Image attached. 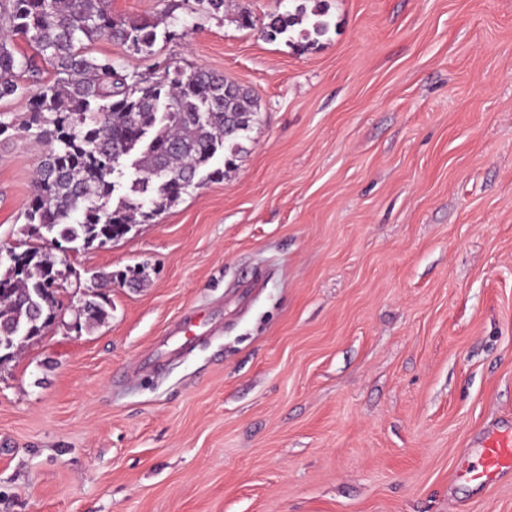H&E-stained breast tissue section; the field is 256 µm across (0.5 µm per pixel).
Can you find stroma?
<instances>
[{
	"label": "stroma",
	"instance_id": "1",
	"mask_svg": "<svg viewBox=\"0 0 512 512\" xmlns=\"http://www.w3.org/2000/svg\"><path fill=\"white\" fill-rule=\"evenodd\" d=\"M327 4L303 51L261 35L293 0H111L175 34L92 56L215 70L259 118L232 167L215 157L223 180L54 247L58 321L0 365V512H512V477H455L512 423V0ZM52 76L0 101V254L47 153L28 93ZM137 266L74 328L97 273ZM110 304V299L106 293L93 292L92 294H86V298L82 302L79 314V321L76 319L75 325L81 329V314L85 316V322H101L107 316L105 309L106 305Z\"/></svg>",
	"mask_w": 512,
	"mask_h": 512
}]
</instances>
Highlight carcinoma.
<instances>
[{
  "label": "carcinoma",
  "instance_id": "carcinoma-1",
  "mask_svg": "<svg viewBox=\"0 0 512 512\" xmlns=\"http://www.w3.org/2000/svg\"><path fill=\"white\" fill-rule=\"evenodd\" d=\"M328 9L316 0L274 16L262 29L268 40L293 32L314 45L330 26ZM159 22L117 21L108 0H0V99L23 91L19 79L40 73L38 61L54 78L32 92L29 126L40 129L49 149L33 182L27 209V236L21 251L0 261V362L44 336L57 316V291L64 278L55 257L40 244L45 235L76 249L124 237L137 224L151 223L176 205L195 178H224L212 161L224 152L232 164L238 139L258 115L249 90L223 74L178 69L150 80L120 69L110 59L89 55L85 43L101 37L136 53L150 54ZM33 49L19 55L13 37ZM135 163L129 193L111 205L115 173ZM129 268L100 276L102 285L143 278ZM109 297L86 295L85 322L107 316Z\"/></svg>",
  "mask_w": 512,
  "mask_h": 512
}]
</instances>
